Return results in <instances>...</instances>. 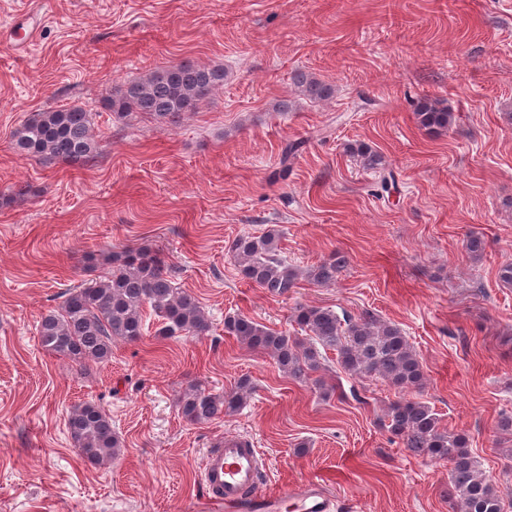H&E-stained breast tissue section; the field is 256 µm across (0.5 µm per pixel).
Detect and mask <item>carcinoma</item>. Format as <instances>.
I'll use <instances>...</instances> for the list:
<instances>
[{
	"label": "carcinoma",
	"mask_w": 512,
	"mask_h": 512,
	"mask_svg": "<svg viewBox=\"0 0 512 512\" xmlns=\"http://www.w3.org/2000/svg\"><path fill=\"white\" fill-rule=\"evenodd\" d=\"M224 78L222 66L181 62L109 90L103 105L118 119L146 115L158 123L176 124L184 113L195 111L224 87ZM293 83L312 101L327 100L334 93L332 85L304 72L295 73ZM415 115L419 126L429 132H446L454 123L453 112L430 99L419 102ZM12 142L17 152L30 158L59 160L73 167L87 164L102 151L91 128L90 113L78 106L30 113L13 131ZM303 145L302 141L285 143L279 169L271 174V180L287 177ZM351 151L364 168L379 172V196L397 188L380 153L366 144L353 146ZM281 237L280 230L271 228L259 235L242 234L231 244L242 276L273 296H288L302 277L317 285L333 284L346 267L345 257L334 253L302 272L281 255ZM89 263L106 267L105 274L69 291L59 308L41 317L38 335L50 353L78 364L107 362L112 358L113 342H136L146 335V305L163 319L160 336L209 333L211 319L194 296L175 287L164 260L154 250L144 246L102 250L90 256ZM293 321L306 332L307 340L272 331L238 314L224 319V332L270 356L288 377L312 382L325 396L334 387L321 376L312 377L322 369L323 349L335 351L340 367L350 376L385 380L398 398L387 406L384 425L412 455L448 460V497L454 512H503L497 486L469 448L468 436L441 426L439 415L412 397L424 388L426 377L399 326L368 311L355 318L316 305L296 307ZM250 392L247 377L224 392L192 382L178 394L176 404L187 424L200 425L237 412ZM67 426L75 447L91 464L111 459L122 448L112 418L93 402L74 407Z\"/></svg>",
	"instance_id": "carcinoma-1"
}]
</instances>
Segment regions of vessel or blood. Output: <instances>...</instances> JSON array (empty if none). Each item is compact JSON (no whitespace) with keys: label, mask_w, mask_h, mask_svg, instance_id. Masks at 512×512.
<instances>
[{"label":"vessel or blood","mask_w":512,"mask_h":512,"mask_svg":"<svg viewBox=\"0 0 512 512\" xmlns=\"http://www.w3.org/2000/svg\"><path fill=\"white\" fill-rule=\"evenodd\" d=\"M260 472L258 450L250 439H225L223 447L209 451L203 462L204 512H336L338 508L335 496L321 482L267 492L260 488Z\"/></svg>","instance_id":"1"}]
</instances>
